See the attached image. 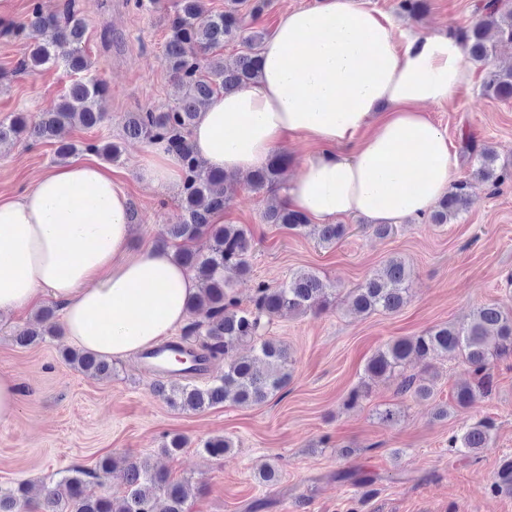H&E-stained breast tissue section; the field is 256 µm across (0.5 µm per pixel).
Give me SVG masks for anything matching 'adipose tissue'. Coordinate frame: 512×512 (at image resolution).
Here are the masks:
<instances>
[{
	"mask_svg": "<svg viewBox=\"0 0 512 512\" xmlns=\"http://www.w3.org/2000/svg\"><path fill=\"white\" fill-rule=\"evenodd\" d=\"M468 78L450 33L396 40L383 14L323 0L285 14L259 53L258 77L200 112L190 143L214 170L248 175L305 135L321 144L280 189L318 224L361 215L399 224L448 193L457 156L420 108L447 102ZM140 181L181 180L177 158L151 145ZM129 198L106 165L77 159L0 202V315L51 298L82 350L125 359L186 323L200 284L169 249L129 254Z\"/></svg>",
	"mask_w": 512,
	"mask_h": 512,
	"instance_id": "adipose-tissue-1",
	"label": "adipose tissue"
}]
</instances>
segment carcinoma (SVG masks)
Masks as SVG:
<instances>
[{"label":"carcinoma","instance_id":"1","mask_svg":"<svg viewBox=\"0 0 512 512\" xmlns=\"http://www.w3.org/2000/svg\"><path fill=\"white\" fill-rule=\"evenodd\" d=\"M269 0H224V11L207 13L202 0H174L170 17V34L165 46V59L176 82L179 96L166 112L128 113L124 132L132 139L150 143L162 142L167 151L176 155L183 169L182 209L179 224L166 225V241L175 247L174 257L200 282L199 293L192 299L189 312L200 316L184 327L183 336H201L195 346L179 349L189 365L212 361L224 356V377L205 386L176 379L169 384L158 383L155 391L170 404L187 411H203L232 398L240 405H258L283 389L289 379L288 349L281 342L264 337L270 322L284 311L305 314L323 310L332 303L333 286L318 273L301 270L287 283L270 288L260 283L252 307L243 308L232 294L225 272H250L248 255L252 249L247 230L234 224H215L213 217L224 210L233 191L224 174L206 166L188 140L200 108L210 99L239 89L254 80L259 73V48L264 33L241 36V10L257 16ZM428 0H398V10L410 18L427 11ZM482 19L463 31L461 40L472 61L487 63L492 53L488 32L495 28L512 41V7L507 0H482ZM87 26L77 13L72 0H67L62 12L45 14L39 4H33L26 22L15 33L30 41V50L19 64V70L40 67H61L74 77L63 101L52 112H43L30 122L21 113L0 120V144L27 134L32 143H57L56 157L64 161L78 151L76 144L59 140L63 129L80 125L99 126L105 119L97 102L106 91L101 80L89 74L91 62L84 49ZM241 41L242 49L235 60L227 64L216 51L224 44ZM483 89L498 99H512V68L489 69L483 78ZM85 149L102 159L116 162L121 148L114 142L88 144ZM466 149L479 162L477 178L492 187L504 179L497 172L496 156L489 148L477 149L472 142ZM288 164L285 155L274 156L268 164L251 173L250 185L256 191L270 190ZM474 204L469 185L463 181L451 190L429 212L431 224H449ZM267 224L300 231L310 225L308 217L289 209L275 198L270 199L263 214ZM345 234L343 224H320L319 244L330 246ZM205 241L195 248L192 243ZM410 270L398 258L388 259L350 296L360 313H394L408 302ZM53 310L41 311V321L48 323L44 331L21 330L14 336L21 346H29L40 335H56V324L50 322ZM253 345V353L239 356L238 347ZM461 357L467 365L470 380L455 392L459 406H468L476 398L491 392V364L496 359L512 357V311L497 304L478 307L471 321L464 326H435L419 336L400 337L384 344L368 361L366 371L371 377L402 373L407 365L420 361L431 369L430 360L438 357ZM69 364L99 378L112 374V362L83 350H70L64 355ZM402 394L428 398L433 385L412 374L403 377L399 385ZM492 424L479 421L460 427L450 439V447L464 454H478L493 445ZM233 443L224 437L209 439L204 449L214 457L229 452ZM88 473L80 469L44 489L41 512H156V501L164 497V512H186L190 488L174 482L169 475L155 469L145 460L125 462L124 477L127 492L120 498L95 495L88 487ZM492 490L512 491V459L505 458L496 473ZM28 501V489L21 485L17 493L0 497V512H19Z\"/></svg>","mask_w":512,"mask_h":512}]
</instances>
